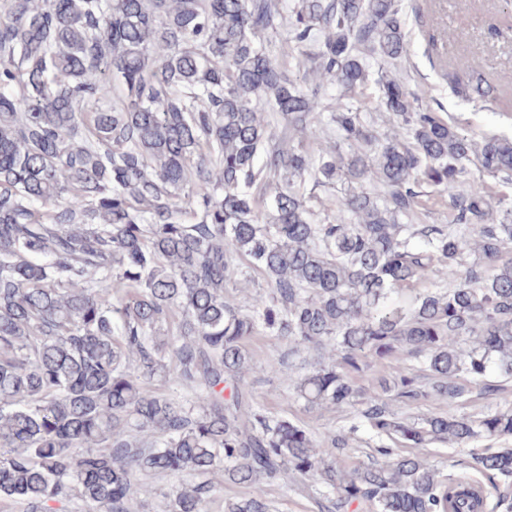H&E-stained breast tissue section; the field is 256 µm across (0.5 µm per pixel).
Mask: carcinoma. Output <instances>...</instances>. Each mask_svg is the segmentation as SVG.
I'll return each mask as SVG.
<instances>
[{"instance_id": "carcinoma-1", "label": "carcinoma", "mask_w": 512, "mask_h": 512, "mask_svg": "<svg viewBox=\"0 0 512 512\" xmlns=\"http://www.w3.org/2000/svg\"><path fill=\"white\" fill-rule=\"evenodd\" d=\"M405 26L401 0H0V499L133 512L142 478L163 475L176 484L162 512H205L223 488L197 476L222 464L245 489L224 512H272L279 482L318 488L317 512H512V448L470 454L491 502L384 445L512 438L510 405L393 408L468 405L512 382V206L493 210L467 169L511 185L512 139L477 141L393 76ZM283 34L310 91L270 54ZM426 54L458 99H494L483 76ZM371 80L403 133L380 136L344 102ZM265 112L307 143L271 145ZM331 125L335 152H315ZM370 174L382 194L356 188ZM308 180L349 183L317 222ZM257 183L273 193L265 221ZM428 188L448 195L450 223H417ZM242 259L270 286L248 310L224 297ZM437 264L448 282L417 287ZM257 336L312 356L288 394L354 407L350 425L318 440L250 404ZM362 428L383 461L341 463ZM511 402L512 404V390L508 394L507 398L495 397V398H475L471 406H458L456 404L448 405V402L442 401H434L428 402L426 404H413L410 406L400 405L402 413L409 417H420L423 414H426L430 411L436 413H453V414H462L466 412H470L474 406L478 407H504L507 406Z\"/></svg>"}]
</instances>
